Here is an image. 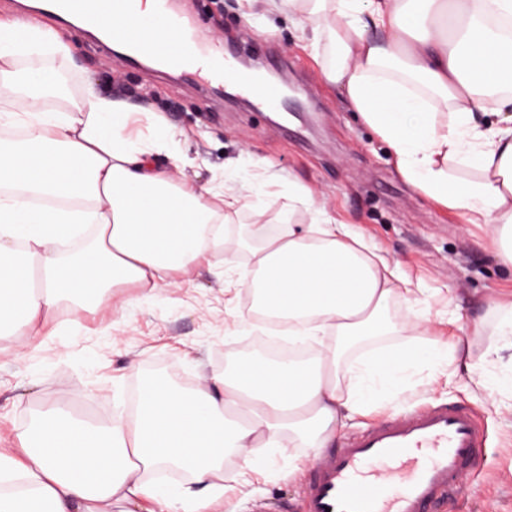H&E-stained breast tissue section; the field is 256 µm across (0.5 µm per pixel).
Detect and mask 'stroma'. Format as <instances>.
<instances>
[{
  "label": "stroma",
  "mask_w": 512,
  "mask_h": 512,
  "mask_svg": "<svg viewBox=\"0 0 512 512\" xmlns=\"http://www.w3.org/2000/svg\"><path fill=\"white\" fill-rule=\"evenodd\" d=\"M176 13L194 28L201 46L222 45L261 63L298 90L297 102L264 109L230 96L225 89L197 83L159 68L133 64L102 52L99 39L78 32L54 14L0 0V17H35L71 44V57L21 58L20 69L49 65L62 80L63 95L47 99L50 110L81 103L86 81L102 93L135 106L132 134L171 137L156 162L177 179L222 184L265 178L261 191L248 192L224 225L237 237L252 224L273 232L285 224H308L325 209L351 225L375 252L417 292L412 302L396 300L394 314L408 306L436 320L426 334L378 336L355 349L352 360L412 344L426 349L462 336L467 362L423 359L406 370L398 392H380L370 409L355 415L337 441L361 432L388 415H403L429 404L458 402L471 407L486 430L480 465L464 479V491L441 512H512V387L476 388L472 374L512 375V354L487 363L495 307L512 297V265L492 244V227L470 224L412 187L399 173L388 144L354 112L327 77L331 46L312 47L311 22L284 5L265 18L247 17L242 0H173ZM250 249L232 252L228 264L173 274V287L147 297L128 284L112 291L104 305L75 310L61 305L53 335L36 342L16 334L0 338V445L12 447L28 417L53 404L69 406L98 423L128 410L133 385L149 367L162 363L199 382L219 370L221 359H239V344L265 330L240 288L252 269ZM462 318L448 325L452 312ZM308 448H274L267 467L240 475V461L224 467V500L216 512H304Z\"/></svg>",
  "instance_id": "stroma-1"
}]
</instances>
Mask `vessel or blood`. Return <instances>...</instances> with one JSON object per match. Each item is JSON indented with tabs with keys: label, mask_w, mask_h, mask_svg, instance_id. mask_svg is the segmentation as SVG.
I'll return each mask as SVG.
<instances>
[{
	"label": "vessel or blood",
	"mask_w": 512,
	"mask_h": 512,
	"mask_svg": "<svg viewBox=\"0 0 512 512\" xmlns=\"http://www.w3.org/2000/svg\"><path fill=\"white\" fill-rule=\"evenodd\" d=\"M47 10L95 21L98 0H45ZM185 25L168 0H157L152 17L113 32L132 55L163 67L224 84L258 105H280V86L250 72H234L221 57L201 60L184 47ZM484 430L465 405L448 402L395 416L346 438L313 459L304 490L305 512H435L456 497L463 477L484 454Z\"/></svg>",
	"instance_id": "1"
}]
</instances>
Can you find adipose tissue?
<instances>
[{
  "label": "adipose tissue",
  "instance_id": "ef3b65f1",
  "mask_svg": "<svg viewBox=\"0 0 512 512\" xmlns=\"http://www.w3.org/2000/svg\"><path fill=\"white\" fill-rule=\"evenodd\" d=\"M312 22L310 39H330L328 72L362 120L392 148L402 176L471 224H491L512 261V37L492 28L512 19V0H291ZM70 56L52 29L0 20V334L43 335L61 303L100 306L121 283L153 289L173 272L228 250L224 224L241 187L178 182L154 165L166 139L132 136L135 112L84 86V104L62 111L43 99L58 86L48 67L20 73L17 59ZM495 93L491 108L480 95ZM449 103L441 120L432 104ZM455 163L475 181H452ZM95 227L80 248L60 242ZM254 271L241 279L257 310L288 320L299 341L318 345L301 364L264 357L237 362L192 389L144 385L135 413L92 425L64 408L40 414L20 435L23 457L0 448V512H209L224 494L218 478L235 455L242 472L262 470L267 451L325 448L377 387L399 385L423 357L410 347L351 365L360 339L393 331L426 333L429 318L392 315L397 276L351 225L315 210L312 223L271 236L256 228ZM173 465L191 485L173 493L150 479Z\"/></svg>",
  "mask_w": 512,
  "mask_h": 512
}]
</instances>
